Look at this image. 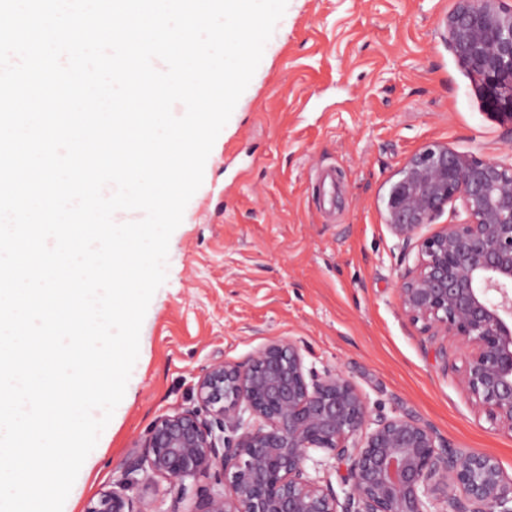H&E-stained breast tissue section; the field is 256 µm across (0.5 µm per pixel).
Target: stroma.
<instances>
[{
    "label": "stroma",
    "instance_id": "stroma-1",
    "mask_svg": "<svg viewBox=\"0 0 512 512\" xmlns=\"http://www.w3.org/2000/svg\"><path fill=\"white\" fill-rule=\"evenodd\" d=\"M451 6L288 0L171 236L126 401L63 512L111 485L157 416L192 406L202 367L279 338L316 368L342 369L371 407L493 455L512 476V432L470 406L402 312L405 264L384 221L390 182L425 143L512 158V123L491 114L442 37ZM326 165L331 212L317 201Z\"/></svg>",
    "mask_w": 512,
    "mask_h": 512
}]
</instances>
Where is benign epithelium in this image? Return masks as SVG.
<instances>
[{"label": "benign epithelium", "instance_id": "1", "mask_svg": "<svg viewBox=\"0 0 512 512\" xmlns=\"http://www.w3.org/2000/svg\"><path fill=\"white\" fill-rule=\"evenodd\" d=\"M443 39L487 108L512 122V0H454ZM448 207V223L430 229ZM384 219L403 259L416 251L399 276L401 310L439 344L471 406L512 432V161L426 143L391 183ZM450 345L465 352L463 367ZM330 459L345 470L341 496L308 469ZM202 477L212 483L198 486ZM163 481L167 512L189 498V512H512V476L496 458L374 412L343 371H318L285 340L204 366L196 405L158 416L84 512H157L146 497Z\"/></svg>", "mask_w": 512, "mask_h": 512}]
</instances>
